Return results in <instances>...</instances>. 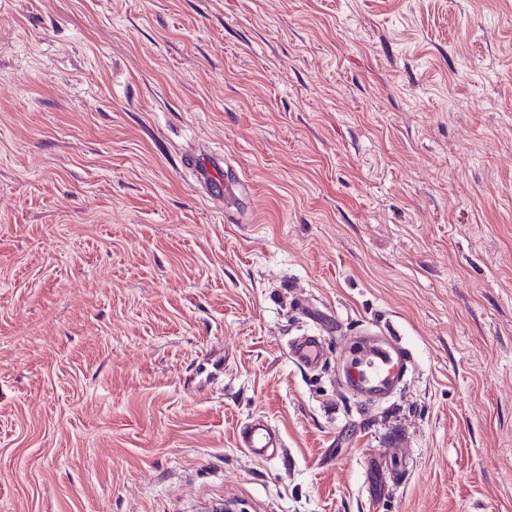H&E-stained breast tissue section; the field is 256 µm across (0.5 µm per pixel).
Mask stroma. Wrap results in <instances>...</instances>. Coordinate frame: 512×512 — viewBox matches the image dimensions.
<instances>
[{
	"mask_svg": "<svg viewBox=\"0 0 512 512\" xmlns=\"http://www.w3.org/2000/svg\"><path fill=\"white\" fill-rule=\"evenodd\" d=\"M222 501L512 512V0H0V512ZM189 165L195 177L197 187L208 193L224 198V206H236L240 198L237 194L240 177L229 171H223L222 165L211 155L190 159ZM215 188V189H214ZM288 354L297 366L316 369L324 364L326 344L323 337L316 334L298 336L289 343ZM385 348L359 346L368 361L363 364L361 357L348 362L345 371L350 387L367 395H385L393 392L402 381L411 352L392 336H381ZM236 441L240 448L257 460L271 459L283 448L279 432L261 418H254L239 427Z\"/></svg>",
	"mask_w": 512,
	"mask_h": 512,
	"instance_id": "35a3bbf8",
	"label": "stroma"
}]
</instances>
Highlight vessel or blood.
Listing matches in <instances>:
<instances>
[{
    "label": "vessel or blood",
    "instance_id": "vessel-or-blood-1",
    "mask_svg": "<svg viewBox=\"0 0 512 512\" xmlns=\"http://www.w3.org/2000/svg\"><path fill=\"white\" fill-rule=\"evenodd\" d=\"M190 166L198 187L223 197L225 206L238 205L239 176L223 169L210 155L192 160ZM288 354L297 366L312 370L323 365L326 344L323 337L315 334L299 336L290 342ZM411 358L408 348L393 337H386L384 347H365L361 356L349 362L346 380L350 387L367 395L391 393L400 384ZM236 441L257 460L271 459L283 446L279 432L260 418L239 427Z\"/></svg>",
    "mask_w": 512,
    "mask_h": 512
}]
</instances>
